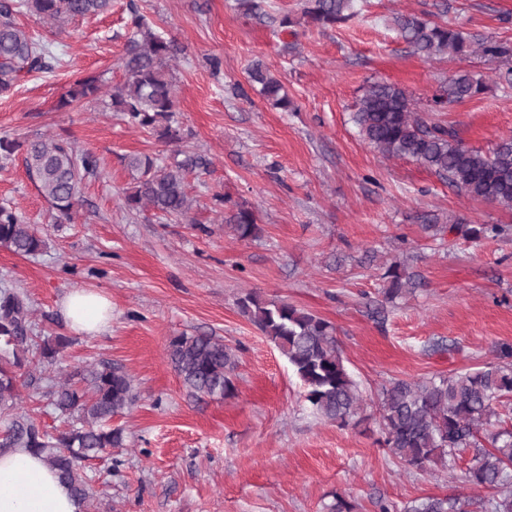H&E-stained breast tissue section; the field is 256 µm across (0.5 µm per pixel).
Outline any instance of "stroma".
Wrapping results in <instances>:
<instances>
[{"label": "stroma", "mask_w": 512, "mask_h": 512, "mask_svg": "<svg viewBox=\"0 0 512 512\" xmlns=\"http://www.w3.org/2000/svg\"><path fill=\"white\" fill-rule=\"evenodd\" d=\"M258 2L254 17L237 0H113L107 13L61 28L17 18L59 62L20 72L0 94V136H61L92 151L100 169L84 183L80 216L59 224L22 156L0 165V205L15 207L49 243L36 257L0 246V280L31 299L37 335L71 339L55 364L33 373L116 363L138 393L112 420L123 447L86 469L91 512H327L338 494L356 512H374L380 499L401 506L462 492L473 450L434 476L382 447L381 389L500 364L512 348V209L466 197L414 161L383 157L351 120L370 82L398 84L422 109L448 79L469 74L486 92L433 120L477 148L512 136L501 60H428L391 26L394 13L414 12L512 46V0H358L352 21L327 29L301 22V0ZM132 5L184 48L171 68L175 117L188 146L211 161L188 177L186 222L123 204L133 181L123 155L165 162L172 153L111 109ZM285 14L298 21L294 34L279 29ZM257 63L282 81L294 110L271 108L252 87ZM88 76L100 79L99 98L60 110L61 95ZM217 194L256 211L258 239L240 241L225 228ZM458 222L504 232L471 240L455 231ZM395 261L419 285L390 302L382 274ZM75 288L110 298L108 331H72L59 304ZM249 291L335 326L365 400L361 421L341 426L313 413L286 358L239 311ZM182 333L216 336L232 349V394L189 396L167 357L170 337Z\"/></svg>", "instance_id": "stroma-1"}]
</instances>
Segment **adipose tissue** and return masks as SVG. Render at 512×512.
Instances as JSON below:
<instances>
[{
	"label": "adipose tissue",
	"instance_id": "ef3b65f1",
	"mask_svg": "<svg viewBox=\"0 0 512 512\" xmlns=\"http://www.w3.org/2000/svg\"><path fill=\"white\" fill-rule=\"evenodd\" d=\"M60 312L70 328L86 335L106 332L112 323V303L84 288L69 291ZM0 512H81L69 488L40 456L24 448L0 450Z\"/></svg>",
	"mask_w": 512,
	"mask_h": 512
}]
</instances>
